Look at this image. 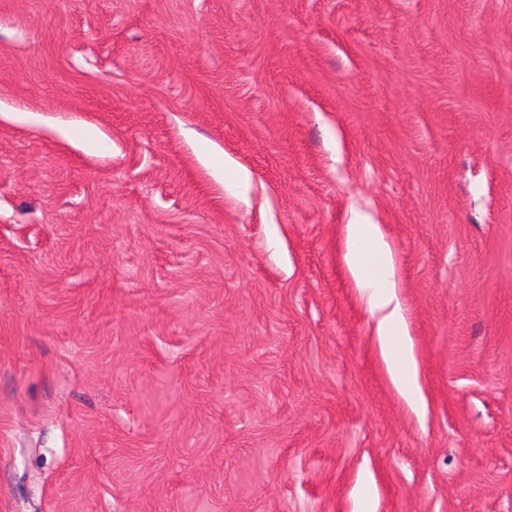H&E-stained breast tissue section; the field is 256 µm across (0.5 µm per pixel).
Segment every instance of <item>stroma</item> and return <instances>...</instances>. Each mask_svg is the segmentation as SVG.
<instances>
[{
    "instance_id": "stroma-1",
    "label": "stroma",
    "mask_w": 512,
    "mask_h": 512,
    "mask_svg": "<svg viewBox=\"0 0 512 512\" xmlns=\"http://www.w3.org/2000/svg\"><path fill=\"white\" fill-rule=\"evenodd\" d=\"M0 512H512V0H0ZM345 262L356 288L378 314L376 342L382 364L398 394L415 410L424 408L418 363L397 298L395 260L380 225L347 224Z\"/></svg>"
}]
</instances>
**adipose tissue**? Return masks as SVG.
Segmentation results:
<instances>
[{
  "mask_svg": "<svg viewBox=\"0 0 512 512\" xmlns=\"http://www.w3.org/2000/svg\"><path fill=\"white\" fill-rule=\"evenodd\" d=\"M345 262L356 288L378 316L377 348L393 386L412 409H423L418 363L397 298L394 255L379 225H348Z\"/></svg>",
  "mask_w": 512,
  "mask_h": 512,
  "instance_id": "ef3b65f1",
  "label": "adipose tissue"
}]
</instances>
